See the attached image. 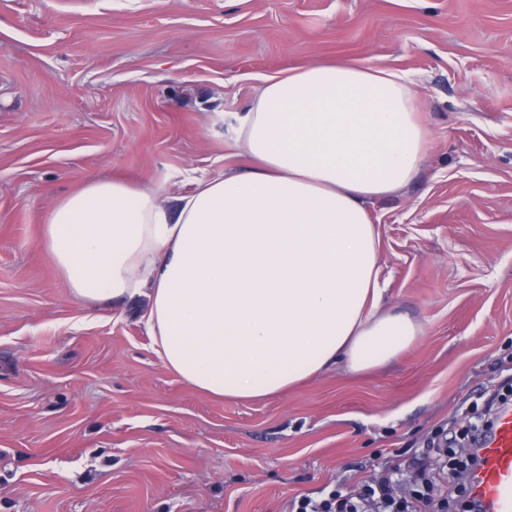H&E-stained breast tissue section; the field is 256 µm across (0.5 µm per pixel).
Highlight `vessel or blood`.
<instances>
[{
    "instance_id": "obj_1",
    "label": "vessel or blood",
    "mask_w": 512,
    "mask_h": 512,
    "mask_svg": "<svg viewBox=\"0 0 512 512\" xmlns=\"http://www.w3.org/2000/svg\"><path fill=\"white\" fill-rule=\"evenodd\" d=\"M476 456L468 482L474 512H512V407L497 413Z\"/></svg>"
}]
</instances>
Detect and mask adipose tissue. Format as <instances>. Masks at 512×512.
Segmentation results:
<instances>
[{
  "mask_svg": "<svg viewBox=\"0 0 512 512\" xmlns=\"http://www.w3.org/2000/svg\"><path fill=\"white\" fill-rule=\"evenodd\" d=\"M402 73L355 60L267 79L224 121L244 165L157 189L93 179L48 212L43 245L82 302L139 298L167 370L212 396H274L385 365L420 334L381 309L369 206L409 185L431 133Z\"/></svg>",
  "mask_w": 512,
  "mask_h": 512,
  "instance_id": "ef3b65f1",
  "label": "adipose tissue"
}]
</instances>
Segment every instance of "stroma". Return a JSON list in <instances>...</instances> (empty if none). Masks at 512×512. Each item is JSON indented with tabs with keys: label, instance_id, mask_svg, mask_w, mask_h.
<instances>
[{
	"label": "stroma",
	"instance_id": "obj_1",
	"mask_svg": "<svg viewBox=\"0 0 512 512\" xmlns=\"http://www.w3.org/2000/svg\"><path fill=\"white\" fill-rule=\"evenodd\" d=\"M352 59L408 73L432 132L370 211L385 366L220 400L168 371L140 306L78 302L46 213L88 180L219 176L223 113ZM512 377V0H0V512H288L443 438Z\"/></svg>",
	"mask_w": 512,
	"mask_h": 512
}]
</instances>
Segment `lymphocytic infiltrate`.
<instances>
[{"label":"lymphocytic infiltrate","mask_w":512,"mask_h":512,"mask_svg":"<svg viewBox=\"0 0 512 512\" xmlns=\"http://www.w3.org/2000/svg\"><path fill=\"white\" fill-rule=\"evenodd\" d=\"M486 414L475 419L464 417L459 435L446 438L444 447L429 448L413 456L409 467L410 481L393 479L386 475L362 481L352 488L335 485L320 490L318 496L299 495L291 499L289 512H448L449 502L442 491L443 482L454 478L443 459L449 449L464 451L465 468L476 463L473 448L479 435L490 428V415L502 402L500 394H482Z\"/></svg>","instance_id":"obj_1"}]
</instances>
